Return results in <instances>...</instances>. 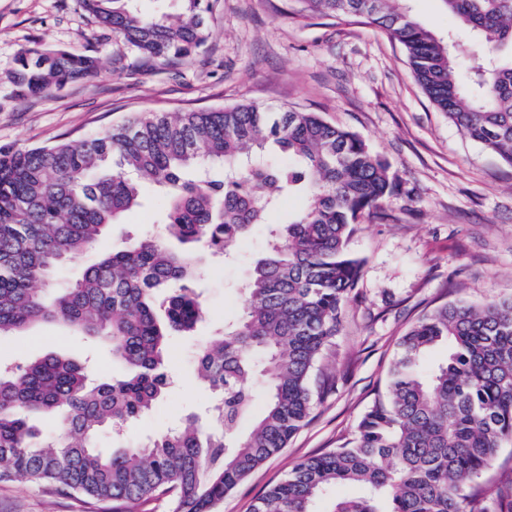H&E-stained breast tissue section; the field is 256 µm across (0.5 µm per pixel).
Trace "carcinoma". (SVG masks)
I'll return each mask as SVG.
<instances>
[{"instance_id": "carcinoma-1", "label": "carcinoma", "mask_w": 512, "mask_h": 512, "mask_svg": "<svg viewBox=\"0 0 512 512\" xmlns=\"http://www.w3.org/2000/svg\"><path fill=\"white\" fill-rule=\"evenodd\" d=\"M134 0H81L139 59L166 62L200 49L210 0L155 17ZM302 11L356 16L400 43L430 103L464 136L512 166V0H440L483 50L463 71L464 45L424 26L406 0H300ZM95 55L25 48L11 74L28 97L91 79ZM165 197L166 239L103 245L107 227L142 205L143 185ZM398 176L355 132L317 112L255 103L131 116L78 141L0 146V337L58 321L128 368L94 382L49 353L0 369V482L80 496L102 512H136L161 497L172 512H212L308 422L311 374L331 345L362 269L348 243ZM301 199L270 230L268 254L240 289L241 314L200 349L197 375L217 394V427L193 418L144 443L96 448L98 434L149 412L166 384L168 337L204 311L194 283L204 254L224 256L267 223L283 196ZM96 249L82 277L44 288L71 257ZM444 346L446 357L428 364ZM267 404L253 410L256 376ZM512 442V299L434 308L398 342L385 391L343 445L296 464L251 512H313L331 487L362 488L329 512H512V482L472 488Z\"/></svg>"}]
</instances>
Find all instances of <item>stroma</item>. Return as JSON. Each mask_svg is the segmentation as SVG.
I'll return each mask as SVG.
<instances>
[{
    "mask_svg": "<svg viewBox=\"0 0 512 512\" xmlns=\"http://www.w3.org/2000/svg\"><path fill=\"white\" fill-rule=\"evenodd\" d=\"M209 38L174 64L139 65L125 42L100 27L79 0H0V145L82 139L138 113L221 108L251 102L319 113L359 134L400 177L382 212L364 217L349 241L361 276L342 312L340 331L319 373L331 388L307 424L278 455L255 469L214 508L250 512L255 500L303 459L351 437L383 388L401 336L437 305H476L512 297V168L468 140L435 110L412 78L402 46L356 18L303 17L296 0H211ZM98 55L89 81L38 96L15 97L10 74L27 47ZM142 208L111 225L105 242L165 232L164 202L145 186ZM268 225L253 226L230 260L205 264L197 289L207 311L194 336H172L170 384L112 450L207 418L210 391L195 378L196 353L241 312L239 288L264 255ZM56 352L89 366L103 381L123 366L88 336L40 323L0 340V364ZM0 512H98L78 497L21 483L0 484Z\"/></svg>",
    "mask_w": 512,
    "mask_h": 512,
    "instance_id": "stroma-1",
    "label": "stroma"
}]
</instances>
